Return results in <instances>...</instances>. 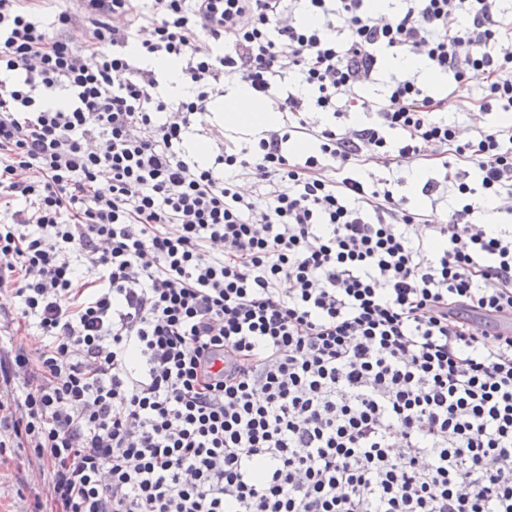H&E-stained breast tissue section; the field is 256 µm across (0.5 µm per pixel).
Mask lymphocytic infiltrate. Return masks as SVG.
Listing matches in <instances>:
<instances>
[{"mask_svg": "<svg viewBox=\"0 0 512 512\" xmlns=\"http://www.w3.org/2000/svg\"><path fill=\"white\" fill-rule=\"evenodd\" d=\"M307 2L313 26L287 0H79L53 31L37 0H0V292L18 300L0 335L40 342L0 349V450L49 476L35 512H512V332L492 326L512 320V229L482 220L512 214V126L461 139L414 73L368 125L307 121L390 49L458 95L484 74L483 109L511 111L512 15ZM161 56L192 90L175 105L141 64ZM226 77L319 154L271 130L194 160L185 136ZM366 155L453 156L459 209L402 207L354 174Z\"/></svg>", "mask_w": 512, "mask_h": 512, "instance_id": "1", "label": "lymphocytic infiltrate"}]
</instances>
